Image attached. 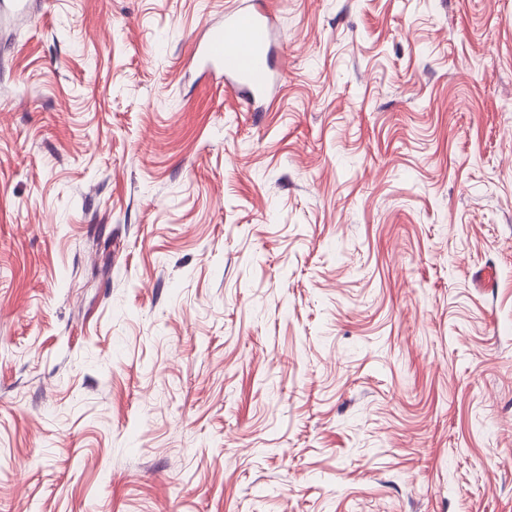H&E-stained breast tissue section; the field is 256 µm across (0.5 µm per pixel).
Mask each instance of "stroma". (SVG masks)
I'll return each mask as SVG.
<instances>
[{
    "instance_id": "stroma-1",
    "label": "stroma",
    "mask_w": 512,
    "mask_h": 512,
    "mask_svg": "<svg viewBox=\"0 0 512 512\" xmlns=\"http://www.w3.org/2000/svg\"><path fill=\"white\" fill-rule=\"evenodd\" d=\"M0 23V512H512V0ZM274 35L267 12L240 4L224 12L223 24L210 27L195 54L205 72L219 74L255 112H261L277 85Z\"/></svg>"
}]
</instances>
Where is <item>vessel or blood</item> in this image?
<instances>
[{
  "label": "vessel or blood",
  "instance_id": "1",
  "mask_svg": "<svg viewBox=\"0 0 512 512\" xmlns=\"http://www.w3.org/2000/svg\"><path fill=\"white\" fill-rule=\"evenodd\" d=\"M271 16L247 5L226 11L196 48L204 71L220 75L254 111H262L277 85Z\"/></svg>",
  "mask_w": 512,
  "mask_h": 512
}]
</instances>
